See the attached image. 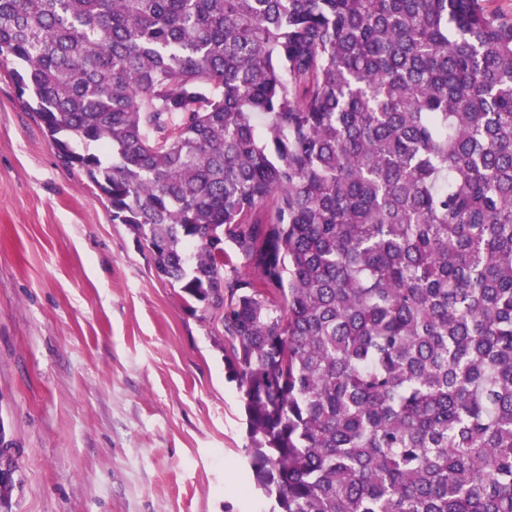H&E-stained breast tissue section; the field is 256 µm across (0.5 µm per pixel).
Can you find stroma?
<instances>
[{
	"label": "stroma",
	"instance_id": "35a3bbf8",
	"mask_svg": "<svg viewBox=\"0 0 512 512\" xmlns=\"http://www.w3.org/2000/svg\"><path fill=\"white\" fill-rule=\"evenodd\" d=\"M0 425L11 512H266L222 339L0 66Z\"/></svg>",
	"mask_w": 512,
	"mask_h": 512
}]
</instances>
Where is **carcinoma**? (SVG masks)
I'll use <instances>...</instances> for the list:
<instances>
[{
	"label": "carcinoma",
	"mask_w": 512,
	"mask_h": 512,
	"mask_svg": "<svg viewBox=\"0 0 512 512\" xmlns=\"http://www.w3.org/2000/svg\"><path fill=\"white\" fill-rule=\"evenodd\" d=\"M486 2L0 0L60 163L223 336L271 512H512V13Z\"/></svg>",
	"instance_id": "obj_1"
}]
</instances>
